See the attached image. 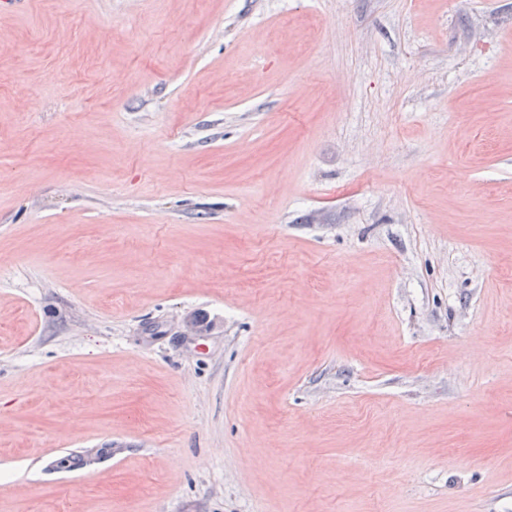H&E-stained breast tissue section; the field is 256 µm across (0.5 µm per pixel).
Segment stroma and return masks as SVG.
Returning <instances> with one entry per match:
<instances>
[{
    "label": "stroma",
    "instance_id": "obj_1",
    "mask_svg": "<svg viewBox=\"0 0 512 512\" xmlns=\"http://www.w3.org/2000/svg\"><path fill=\"white\" fill-rule=\"evenodd\" d=\"M0 512H512V0L0 11Z\"/></svg>",
    "mask_w": 512,
    "mask_h": 512
}]
</instances>
